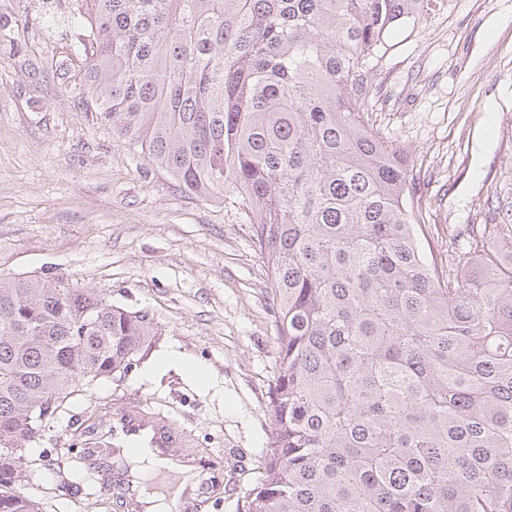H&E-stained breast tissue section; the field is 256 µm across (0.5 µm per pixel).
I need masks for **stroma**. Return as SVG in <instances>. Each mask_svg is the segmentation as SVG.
<instances>
[{"label": "stroma", "mask_w": 512, "mask_h": 512, "mask_svg": "<svg viewBox=\"0 0 512 512\" xmlns=\"http://www.w3.org/2000/svg\"><path fill=\"white\" fill-rule=\"evenodd\" d=\"M0 20V275L62 277L145 311L155 334L143 358L74 410L103 435L121 409L171 420L181 460L208 461L222 482L201 512H237L266 452L278 370L252 227L222 199L182 191L86 112L57 74L77 30L44 40L25 0H0ZM388 43L369 122L404 150L444 267L469 225H512V0H447ZM64 479L84 493L56 497ZM27 489L43 512H128L96 479L54 465Z\"/></svg>", "instance_id": "35a3bbf8"}]
</instances>
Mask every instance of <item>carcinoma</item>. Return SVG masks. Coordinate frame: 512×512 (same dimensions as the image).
Masks as SVG:
<instances>
[{
    "mask_svg": "<svg viewBox=\"0 0 512 512\" xmlns=\"http://www.w3.org/2000/svg\"><path fill=\"white\" fill-rule=\"evenodd\" d=\"M74 2L86 110L224 199L267 265L279 369L239 512H512L502 225L429 264L405 153L368 120L388 36L438 0ZM153 333L93 290L0 276V512H41L30 448Z\"/></svg>",
    "mask_w": 512,
    "mask_h": 512,
    "instance_id": "cac0c4a2",
    "label": "carcinoma"
}]
</instances>
